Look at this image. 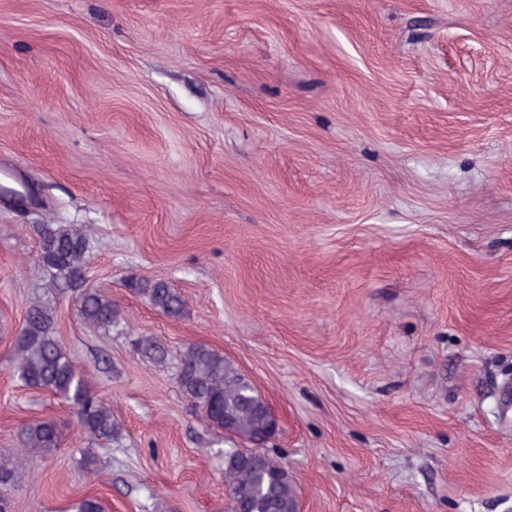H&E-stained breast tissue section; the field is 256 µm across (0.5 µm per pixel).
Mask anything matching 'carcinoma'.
I'll return each instance as SVG.
<instances>
[{
    "label": "carcinoma",
    "mask_w": 512,
    "mask_h": 512,
    "mask_svg": "<svg viewBox=\"0 0 512 512\" xmlns=\"http://www.w3.org/2000/svg\"><path fill=\"white\" fill-rule=\"evenodd\" d=\"M38 237L37 260L47 282L44 293L25 309L22 326L12 340L13 375L23 386L46 391L67 403L74 409L81 432L99 446H110L119 441L123 427L112 415L111 406L94 391L88 374L78 368L71 350L55 335V296L67 288L78 289L81 320L105 335L119 326V310L108 290L82 287L88 251L84 225L42 224ZM133 288L168 317L177 318L184 312L182 293L165 280H139ZM138 351L155 365H165L174 356L163 344L151 340L139 341ZM174 357L179 389L209 424L222 430L228 416L243 439L265 434L268 420L263 402L223 355L204 344H194ZM21 437L22 449L0 454V512H9L7 492L25 468L56 454L63 441L61 426L52 418L25 424ZM282 470L283 466L262 450L249 462L230 451L224 453L230 512H270L272 506L294 512L296 490L282 478Z\"/></svg>",
    "instance_id": "1"
}]
</instances>
